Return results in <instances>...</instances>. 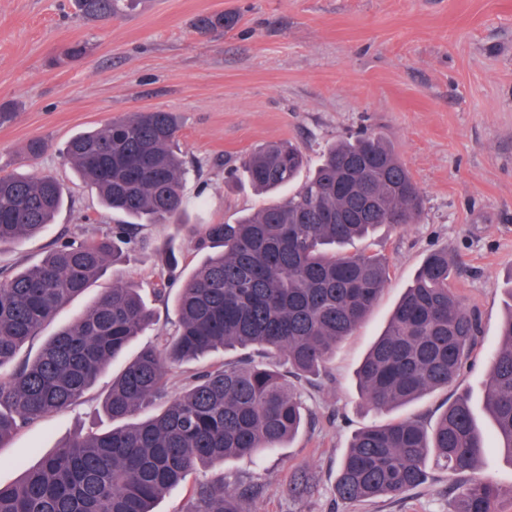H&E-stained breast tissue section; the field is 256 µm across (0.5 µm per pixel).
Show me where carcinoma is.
<instances>
[{
	"mask_svg": "<svg viewBox=\"0 0 512 512\" xmlns=\"http://www.w3.org/2000/svg\"><path fill=\"white\" fill-rule=\"evenodd\" d=\"M86 18L107 22L128 0H75ZM230 26L202 16L204 33ZM173 112H135L75 135L73 169L102 204L126 217L97 240L61 239L38 263L0 278V447L24 425L85 401L98 376L151 322L140 289L116 283L32 358L21 348L109 264L147 247L143 224H179L186 210L185 162ZM307 160L290 141L250 150L240 162L256 190L274 194L299 180ZM65 203L50 175L0 177V249L31 238ZM421 193L382 138L358 134L323 150L320 163L283 202L224 224H195L215 249L175 298L174 332L140 348L112 379L103 402L112 430L78 434L11 484H0V512H154V503L201 468L254 458L283 447L306 420L285 374L263 361L213 365L168 399L167 375L226 349L280 354L296 377L321 374L337 346L376 306L389 277L385 255L345 256L342 248L382 228L417 222ZM458 264L429 254L394 307L383 333L359 362V394L382 410L455 382L475 345L478 325L450 281ZM497 447L512 459V304L500 325L484 401ZM487 438L468 395H458L432 430L412 418L372 425L352 438L336 479L349 503L400 496L428 480L427 463L463 477L454 512H499L501 490L479 476ZM314 491L295 474L288 494ZM258 491L224 478L195 480L184 512H256Z\"/></svg>",
	"mask_w": 512,
	"mask_h": 512,
	"instance_id": "carcinoma-1",
	"label": "carcinoma"
}]
</instances>
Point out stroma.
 Here are the masks:
<instances>
[{
    "label": "stroma",
    "mask_w": 512,
    "mask_h": 512,
    "mask_svg": "<svg viewBox=\"0 0 512 512\" xmlns=\"http://www.w3.org/2000/svg\"><path fill=\"white\" fill-rule=\"evenodd\" d=\"M214 12L231 26L199 34L197 19ZM73 42L85 44V56L63 60ZM4 101L19 115L0 126V176L53 175L67 203L42 233L0 250L2 272L37 263L61 235L100 237L121 222L62 156L75 134L142 108L173 112L188 168L187 225H145L148 247L109 267L63 308L20 350L23 359L118 282L142 288L154 313L138 344L171 332L177 288L211 252L192 225L231 223L270 201L243 177L227 176L251 149L290 140L313 166L329 144L362 130L391 144L420 188V220L344 249L388 256L377 305L338 345L326 373L298 381L310 423L263 459L230 460L212 473L235 486H260L258 512H453L448 487L456 478L436 465L425 485L356 505L337 497L335 482L352 437L367 426L415 418L433 427L446 401L463 392L480 425L488 423L489 361L512 277V0H141L109 22L85 19L72 0H0ZM35 137L51 147L26 158ZM171 247L181 256L173 270L165 264ZM439 249L459 258L453 286L479 319L471 358L448 388L372 410L354 371L423 260ZM164 281L169 289L156 297ZM124 364L120 358L108 366L88 402L20 428L0 448V483L15 482L23 466L75 434L110 429L100 398ZM297 470L314 474L312 495L285 493Z\"/></svg>",
    "instance_id": "stroma-1"
}]
</instances>
